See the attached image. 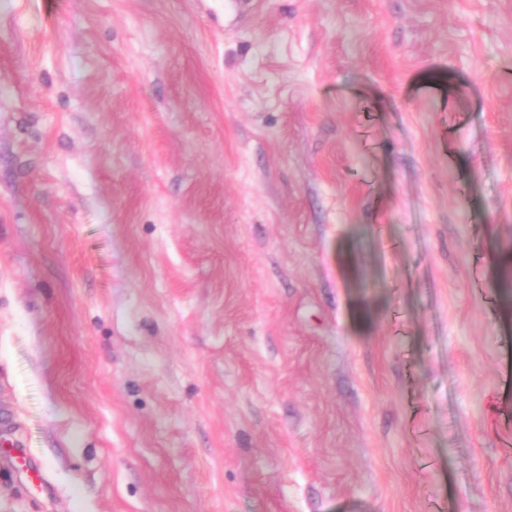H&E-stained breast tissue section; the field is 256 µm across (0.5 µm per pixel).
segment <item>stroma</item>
Returning <instances> with one entry per match:
<instances>
[{
  "label": "stroma",
  "mask_w": 512,
  "mask_h": 512,
  "mask_svg": "<svg viewBox=\"0 0 512 512\" xmlns=\"http://www.w3.org/2000/svg\"><path fill=\"white\" fill-rule=\"evenodd\" d=\"M0 512H512V0H0Z\"/></svg>",
  "instance_id": "stroma-1"
}]
</instances>
